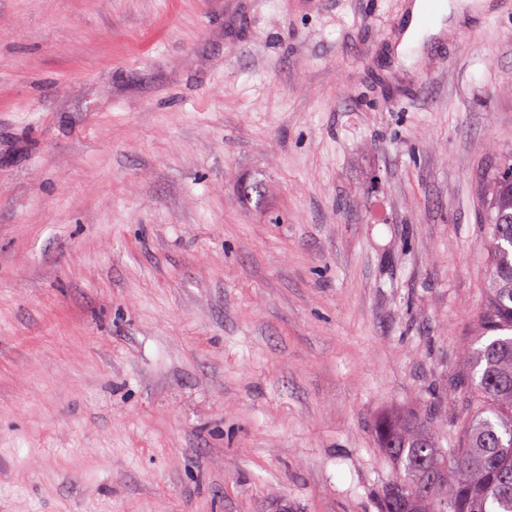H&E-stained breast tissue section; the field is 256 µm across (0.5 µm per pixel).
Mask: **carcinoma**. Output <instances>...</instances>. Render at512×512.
I'll use <instances>...</instances> for the list:
<instances>
[{
    "label": "carcinoma",
    "mask_w": 512,
    "mask_h": 512,
    "mask_svg": "<svg viewBox=\"0 0 512 512\" xmlns=\"http://www.w3.org/2000/svg\"><path fill=\"white\" fill-rule=\"evenodd\" d=\"M483 248L487 288L461 383L474 407L461 440L442 448L435 430L413 415L381 422L376 439L394 477L382 512H512V155L503 157L486 196Z\"/></svg>",
    "instance_id": "1"
}]
</instances>
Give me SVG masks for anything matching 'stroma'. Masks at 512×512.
Returning <instances> with one entry per match:
<instances>
[{"instance_id":"stroma-1","label":"stroma","mask_w":512,"mask_h":512,"mask_svg":"<svg viewBox=\"0 0 512 512\" xmlns=\"http://www.w3.org/2000/svg\"><path fill=\"white\" fill-rule=\"evenodd\" d=\"M0 0V512H380L470 410L512 8ZM412 5L413 21L410 27L407 29L402 42L397 46L396 53L397 57L406 65L413 63L417 57L416 54H412L409 51H405L406 47L418 46L424 39L425 36L436 35L442 28V22L444 17L456 14L461 9V5L458 3H450L445 1L441 7V12L437 23L428 31H420L416 26V19L419 16L418 22L422 26H427L432 23L437 14L438 0H426V6L421 0H416ZM424 8V10H423ZM423 10V11H422ZM405 51V52H404Z\"/></svg>"}]
</instances>
